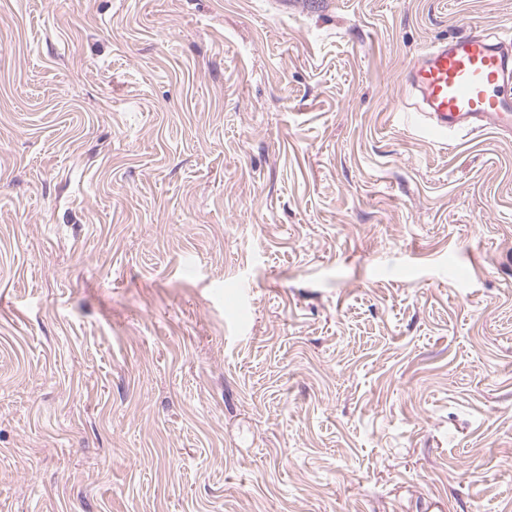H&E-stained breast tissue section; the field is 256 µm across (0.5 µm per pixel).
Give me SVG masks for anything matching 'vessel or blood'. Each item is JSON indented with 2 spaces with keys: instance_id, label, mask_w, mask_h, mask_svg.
Returning a JSON list of instances; mask_svg holds the SVG:
<instances>
[{
  "instance_id": "obj_1",
  "label": "vessel or blood",
  "mask_w": 512,
  "mask_h": 512,
  "mask_svg": "<svg viewBox=\"0 0 512 512\" xmlns=\"http://www.w3.org/2000/svg\"><path fill=\"white\" fill-rule=\"evenodd\" d=\"M416 119L447 140L487 129L512 137V35L487 29L426 47L405 73Z\"/></svg>"
}]
</instances>
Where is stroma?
<instances>
[{
    "instance_id": "35a3bbf8",
    "label": "stroma",
    "mask_w": 512,
    "mask_h": 512,
    "mask_svg": "<svg viewBox=\"0 0 512 512\" xmlns=\"http://www.w3.org/2000/svg\"><path fill=\"white\" fill-rule=\"evenodd\" d=\"M512 0H0V512H512V138L412 58Z\"/></svg>"
}]
</instances>
